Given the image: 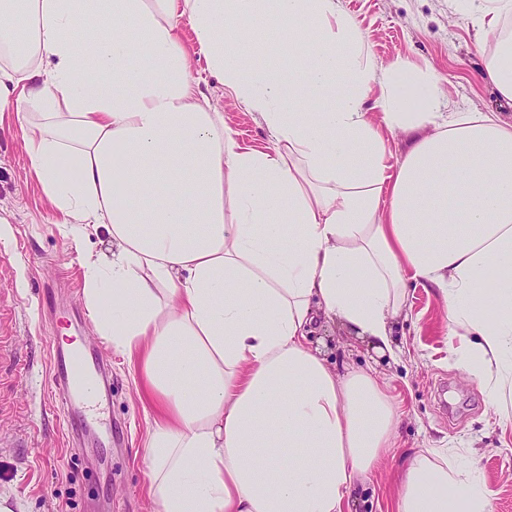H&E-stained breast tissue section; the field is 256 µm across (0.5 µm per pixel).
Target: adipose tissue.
<instances>
[{
    "label": "adipose tissue",
    "mask_w": 512,
    "mask_h": 512,
    "mask_svg": "<svg viewBox=\"0 0 512 512\" xmlns=\"http://www.w3.org/2000/svg\"><path fill=\"white\" fill-rule=\"evenodd\" d=\"M14 2L0 0V84L22 90L52 205L112 242L107 264L87 265L85 299L154 412L142 455L155 512H346L393 450L397 416L375 374L332 371L306 338L322 314L392 351L410 280L440 292L467 339L459 364L506 408L512 119L440 113L429 72H378L336 0H24V24ZM457 3L497 33L485 76L512 106V0ZM87 10L96 31L79 24ZM185 20L206 76L261 117L265 149L241 146L202 95ZM263 27L283 28L287 68L239 51ZM386 129L419 134L395 163ZM396 512H490V492L424 448Z\"/></svg>",
    "instance_id": "ef3b65f1"
}]
</instances>
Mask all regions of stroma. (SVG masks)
I'll list each match as a JSON object with an SVG mask.
<instances>
[{
    "instance_id": "stroma-1",
    "label": "stroma",
    "mask_w": 512,
    "mask_h": 512,
    "mask_svg": "<svg viewBox=\"0 0 512 512\" xmlns=\"http://www.w3.org/2000/svg\"><path fill=\"white\" fill-rule=\"evenodd\" d=\"M362 30L380 68L406 62L435 76L443 112H498L502 105L481 72L494 35H478L458 19L452 0H338ZM201 90L224 113L241 145L268 143L259 117L209 79ZM15 112H0V305L15 310L10 347L35 368L26 389L0 379V499L13 512H152L147 469L137 451L151 412L145 409L125 358L99 336L86 307V265L105 259L104 234L73 238L64 216L44 194L24 146ZM405 316L392 322L400 360L354 339L338 320L311 334L327 365L377 374L399 416L395 447L359 484L348 512H394L402 470L422 448H469L490 491L492 512H512V414L491 406L456 358L465 339L451 335L436 289L411 284ZM80 340L83 366L103 361L112 392L111 437L67 444L59 396L42 382L44 338Z\"/></svg>"
}]
</instances>
